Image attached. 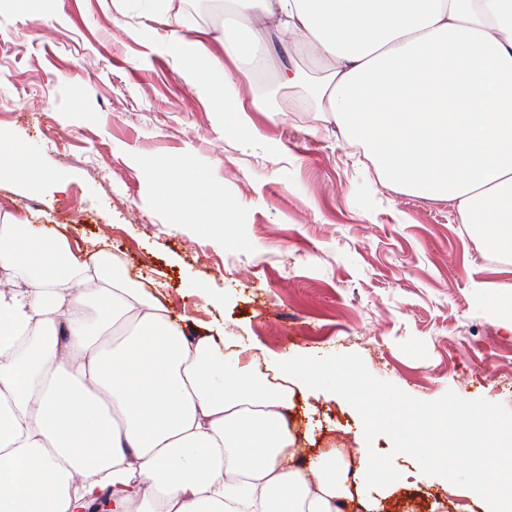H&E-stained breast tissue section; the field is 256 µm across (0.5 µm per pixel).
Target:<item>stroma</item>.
Returning a JSON list of instances; mask_svg holds the SVG:
<instances>
[{"label":"stroma","mask_w":512,"mask_h":512,"mask_svg":"<svg viewBox=\"0 0 512 512\" xmlns=\"http://www.w3.org/2000/svg\"><path fill=\"white\" fill-rule=\"evenodd\" d=\"M187 21L145 18L137 0H0V132L36 143L50 177L0 180V210L54 225L82 255L105 249L193 334L222 336L253 375L283 355L359 354L368 370L425 401L446 391L512 408V255L487 248L447 201L387 184L365 149L325 120L315 87L328 64L302 43L263 71L235 73L257 111L236 115L156 49L178 28L220 34L208 0ZM298 73L292 84L281 66ZM202 173L224 196L220 223L155 199L160 171ZM298 456L346 449L358 464L361 419L341 397L289 384ZM398 481L372 489L378 512H485L474 492L398 455Z\"/></svg>","instance_id":"35a3bbf8"}]
</instances>
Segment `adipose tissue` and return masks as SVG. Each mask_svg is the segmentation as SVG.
<instances>
[{"label": "adipose tissue", "mask_w": 512, "mask_h": 512, "mask_svg": "<svg viewBox=\"0 0 512 512\" xmlns=\"http://www.w3.org/2000/svg\"><path fill=\"white\" fill-rule=\"evenodd\" d=\"M286 32L328 62L342 137L390 181L453 203L512 254V0H226L235 71ZM0 173L48 175L0 135ZM200 174L159 175L172 211L220 213ZM288 392L191 335L106 251L0 219V512H344L342 455L297 465Z\"/></svg>", "instance_id": "adipose-tissue-1"}]
</instances>
